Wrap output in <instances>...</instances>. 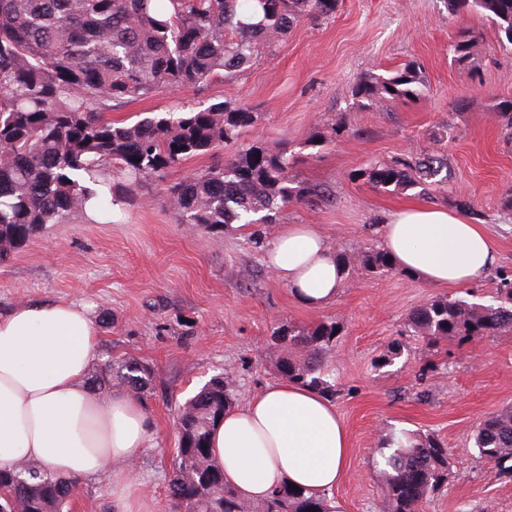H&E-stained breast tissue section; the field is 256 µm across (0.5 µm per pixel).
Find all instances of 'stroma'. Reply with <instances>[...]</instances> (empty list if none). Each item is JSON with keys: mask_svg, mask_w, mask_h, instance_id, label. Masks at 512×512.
Wrapping results in <instances>:
<instances>
[{"mask_svg": "<svg viewBox=\"0 0 512 512\" xmlns=\"http://www.w3.org/2000/svg\"><path fill=\"white\" fill-rule=\"evenodd\" d=\"M461 28L479 37L465 66L449 51ZM411 61L426 83L421 97L353 105L356 77ZM510 98L512 49L485 16L449 17L444 0H342L333 18L301 21L273 53L232 79L113 110V119L127 122L179 103L227 101L255 112L254 125L225 143L221 156L233 158L256 143L288 144L296 154L291 175L330 194L326 202L288 205L276 224L263 225L265 236L280 223L316 224L335 248L357 252L379 245L382 224L401 206L428 202L454 210L464 201L467 217L484 226L499 254L485 280L455 291L355 270L334 304L312 310L266 266L250 227L177 222L167 187L205 169L206 157L184 161L166 180L147 181L112 223L79 216L50 226L0 264V312L22 302L86 305L99 333L94 365L116 358L152 367L144 410L153 432L136 469V512H172L176 404L220 372L233 375L239 400L249 399L280 378L268 347L272 328L330 317L343 325L332 364L334 404L349 436L346 474L331 492L341 512H377L379 440L394 430L431 433L448 448V481L424 512H512V477L495 476L473 442L485 415L512 405V335L430 346L406 325L413 308L436 296L490 303L499 276H512V214L501 208L512 190V139L495 116L496 104ZM340 118L345 129L337 133ZM311 136L321 145L306 146ZM432 150L447 155L450 177L447 189L431 196L379 192L356 177L370 165ZM243 267L249 278L238 277ZM393 343L402 347L400 358L377 368ZM424 390L429 398H421ZM68 512H121L111 474L79 480Z\"/></svg>", "mask_w": 512, "mask_h": 512, "instance_id": "35a3bbf8", "label": "stroma"}]
</instances>
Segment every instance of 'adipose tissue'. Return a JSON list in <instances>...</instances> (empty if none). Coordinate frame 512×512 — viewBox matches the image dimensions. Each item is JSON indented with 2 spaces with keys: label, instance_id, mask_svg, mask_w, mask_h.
<instances>
[{
  "label": "adipose tissue",
  "instance_id": "1",
  "mask_svg": "<svg viewBox=\"0 0 512 512\" xmlns=\"http://www.w3.org/2000/svg\"><path fill=\"white\" fill-rule=\"evenodd\" d=\"M380 246L397 268L431 286L481 281L497 262L482 225L437 205L392 213ZM265 261L307 307L333 303L342 288L344 272L317 225H281ZM97 343L88 311L70 302L22 303L0 314V466L40 464L63 479L111 472L113 497L134 512L133 466L152 423L131 394L104 399L89 388ZM210 446L225 484L257 503L286 484L313 495L330 492L349 453L333 403L288 381L269 383L227 409Z\"/></svg>",
  "mask_w": 512,
  "mask_h": 512
}]
</instances>
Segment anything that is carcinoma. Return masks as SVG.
<instances>
[{
  "mask_svg": "<svg viewBox=\"0 0 512 512\" xmlns=\"http://www.w3.org/2000/svg\"><path fill=\"white\" fill-rule=\"evenodd\" d=\"M448 13L487 14L512 46V0H445ZM339 0H0V262L68 224L97 193L101 223L112 206L136 199L141 183L162 178L193 157L206 169L168 188L181 224H274L290 203L326 200L324 188L289 175L286 149L251 145L222 160L224 144L251 126L255 113L229 102L208 107L178 104L125 124L112 120L123 101L149 98L176 87H203L232 79L286 36L300 20L324 21ZM477 47L469 30L457 31L451 51L466 63ZM425 82L414 63L385 77L360 75L352 96L362 105L412 99ZM448 161L425 153L397 157L356 173L387 193L448 181ZM343 270L399 274L379 248L336 252ZM498 304L438 296L413 308L407 325L430 344L464 343L512 334V281L500 282ZM340 322L305 328L281 322L270 334L276 368L288 381L329 399L338 389L330 358ZM95 380L120 384L140 401L153 386L151 368L137 360L104 363ZM232 375L216 376L179 405L173 475L168 496L174 512H333L327 495H307L286 484L254 506L224 485L212 463L209 439L236 400ZM480 456L497 473L512 475V405L484 416L473 434ZM383 488L380 512H422L448 476V448L432 434L389 433L379 441ZM0 512H64L77 479H62L34 464L0 468Z\"/></svg>",
  "mask_w": 512,
  "mask_h": 512,
  "instance_id": "1",
  "label": "carcinoma"
}]
</instances>
